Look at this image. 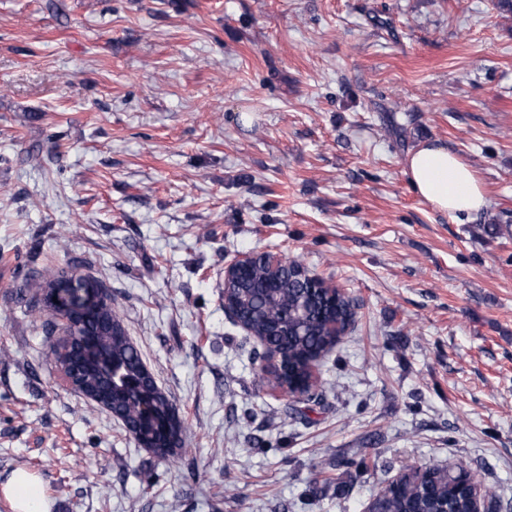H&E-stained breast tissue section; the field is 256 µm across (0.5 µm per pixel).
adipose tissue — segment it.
<instances>
[{
  "label": "adipose tissue",
  "instance_id": "1",
  "mask_svg": "<svg viewBox=\"0 0 512 512\" xmlns=\"http://www.w3.org/2000/svg\"><path fill=\"white\" fill-rule=\"evenodd\" d=\"M407 173L418 195L453 219L469 218L487 205L475 172L446 145H419L408 156ZM0 493L9 498L13 512H51L41 480L29 472H13Z\"/></svg>",
  "mask_w": 512,
  "mask_h": 512
}]
</instances>
